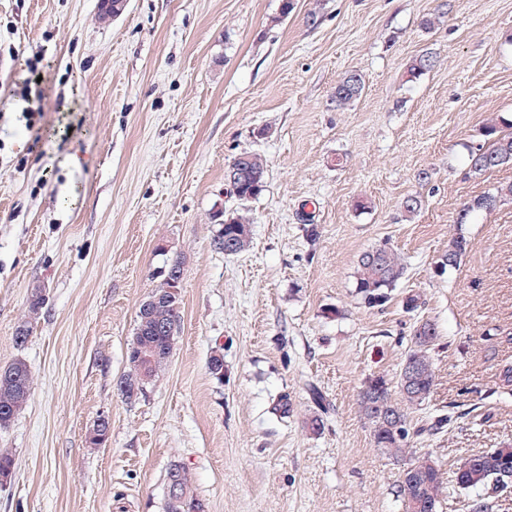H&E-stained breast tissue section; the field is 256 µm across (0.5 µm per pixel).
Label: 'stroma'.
Returning <instances> with one entry per match:
<instances>
[{
    "mask_svg": "<svg viewBox=\"0 0 512 512\" xmlns=\"http://www.w3.org/2000/svg\"><path fill=\"white\" fill-rule=\"evenodd\" d=\"M281 3L129 0L107 19L102 0H0V367L21 358L33 373L26 408L0 429L14 457L0 512H164L174 462L209 512H402V466L359 399L370 377L396 383L423 319L438 332L436 385L408 415L454 417L415 446L449 478L512 442L499 380L512 363V199L456 222L512 184V166H467L487 120L512 116V0H293L285 17ZM424 51L434 67L409 78ZM31 59L41 82L26 80ZM348 72L364 89L339 107ZM243 152L267 163L248 202L225 180ZM412 194L422 207L409 214ZM236 210L252 243L227 255L214 216ZM456 233L469 248L436 273ZM379 245L407 273L372 308L355 271ZM173 260L172 354L129 402L118 384L137 314ZM38 284L46 303L19 346ZM103 413L108 439L88 447ZM487 197H491L488 201L493 202L497 201L493 200L495 197H500L502 199H506L508 197H512V184L503 185L498 187L495 192L487 193L481 195L470 202H467L463 205L462 209L458 213L457 224H466L471 219L474 212L477 211H491L494 208H488L486 205H483V200Z\"/></svg>",
    "mask_w": 512,
    "mask_h": 512,
    "instance_id": "1",
    "label": "stroma"
}]
</instances>
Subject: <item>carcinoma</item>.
Returning a JSON list of instances; mask_svg holds the SVG:
<instances>
[{
  "label": "carcinoma",
  "mask_w": 512,
  "mask_h": 512,
  "mask_svg": "<svg viewBox=\"0 0 512 512\" xmlns=\"http://www.w3.org/2000/svg\"><path fill=\"white\" fill-rule=\"evenodd\" d=\"M435 66L430 52L415 56L407 68L410 77L423 75ZM362 78L356 73L345 74L336 84L333 100L339 107L346 106L360 97ZM484 143L468 153L469 172L481 175L487 171L512 165V119L496 117L484 126ZM239 175L238 193L252 200L264 191L267 167L261 155L243 152L233 159ZM487 197H512V184L503 185L489 195H481L463 205L457 223L466 224L473 213L486 211ZM223 243H230L235 251L247 250L251 243L249 219L234 213L230 223L220 227ZM469 247L464 235L456 233L448 239V251L439 260L442 272L459 266ZM407 265L403 258L386 246L373 247L362 252L357 261L356 291L365 304L374 307L385 304L392 291L405 277ZM180 321L179 302L163 298L137 315V324L128 348V370L120 377L119 391L127 401L144 395L158 371L172 353L174 337L168 328ZM435 325L421 320L414 327L411 345L402 360L397 388L403 403L393 399L392 388L382 376L365 382L360 395L362 415L371 427L374 442L383 454L403 464L397 496L403 512H437L443 502L444 476L433 461L430 452L412 447L413 437L437 431L447 419L438 418L426 426L414 428L402 404L422 405L435 386L436 373L432 350L436 345ZM4 371L9 377H0V428H7L25 409L29 396L27 387L33 385L29 366L17 359ZM512 484V445L489 448L460 461L454 471L453 487L467 496V512H493L496 507L497 489L501 484ZM165 512H208L190 484L186 468L176 463L167 472Z\"/></svg>",
  "instance_id": "1"
}]
</instances>
